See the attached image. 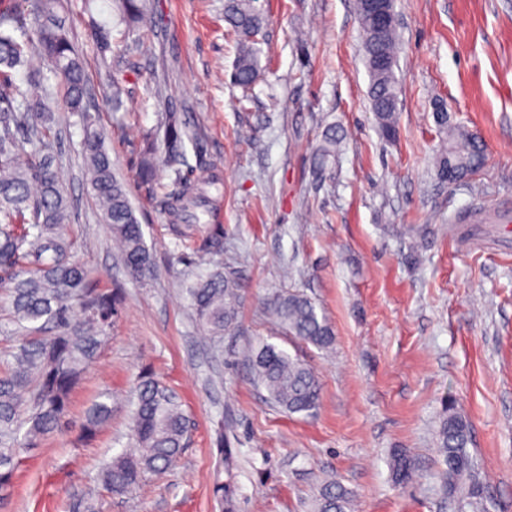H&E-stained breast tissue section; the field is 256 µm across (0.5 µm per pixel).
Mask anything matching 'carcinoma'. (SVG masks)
Wrapping results in <instances>:
<instances>
[{"label":"carcinoma","instance_id":"obj_1","mask_svg":"<svg viewBox=\"0 0 512 512\" xmlns=\"http://www.w3.org/2000/svg\"><path fill=\"white\" fill-rule=\"evenodd\" d=\"M117 8L135 30L146 21L141 0H115ZM58 0H37L26 20L0 13V67L29 66L31 34H36L41 53L53 65L64 86L63 103L69 112L85 111L87 75L69 34L53 22ZM224 21L237 36V56L231 78L247 90L259 76L258 36L266 19L258 0H224ZM399 33L389 27L378 37L363 32L362 46L369 73V97L382 135L397 134V101L400 86L395 75ZM442 146L435 157L438 178L446 181L452 165L459 178L485 163L482 143L459 125L448 124V113L434 114ZM55 123V109L43 90V78L30 76L26 88L0 85V286L7 288L10 316L24 336L5 351L0 360V490L11 486L18 453L31 451L48 435L67 424L70 395L86 368L97 357L112 329V318L121 308L119 292L97 287L89 273L72 260L75 242L63 233L70 205L58 178V160L38 148L40 134ZM342 136L327 128L315 150V166L322 171L336 156ZM198 144V128L177 112L165 114L143 149L138 177L160 211L170 220L169 230L186 247L199 246L219 254L224 249V229L202 224L195 209L206 202L214 179L184 182L190 167L187 147ZM82 151L89 184L98 199L103 220L119 250L128 274L145 280L153 273V258L125 184L113 173L112 157L103 132L94 124L84 129ZM200 326L220 338L235 326L240 304L236 277L216 269L199 276L186 289ZM283 332L318 348L329 347L334 332L315 304L298 293H283L268 306ZM249 365L253 382L264 388L268 399L290 414L310 413L320 401V384L311 367L277 346L261 342ZM112 395L92 403L85 411L80 435L94 438L112 418ZM439 422L444 484L448 494L458 490L459 478L471 472L467 451L470 429L450 404ZM191 421L177 396L153 372H142L135 384L132 440L136 452H122L100 468L102 485L115 495L131 491L149 473L170 466L189 439ZM228 479L217 475L213 496L224 512H235L233 471L235 454L224 449L222 458ZM397 483L415 477L413 458L405 451L392 457ZM348 498L336 483L327 484L316 512H346Z\"/></svg>","mask_w":512,"mask_h":512}]
</instances>
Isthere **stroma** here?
Listing matches in <instances>:
<instances>
[{
    "instance_id": "35a3bbf8",
    "label": "stroma",
    "mask_w": 512,
    "mask_h": 512,
    "mask_svg": "<svg viewBox=\"0 0 512 512\" xmlns=\"http://www.w3.org/2000/svg\"><path fill=\"white\" fill-rule=\"evenodd\" d=\"M262 75L247 105L229 72L236 38L224 0H151L142 46L126 50L112 0H60L58 15L83 59L88 114L57 111L49 142L71 205L75 259L123 303L95 362L73 391L69 425L21 453L0 512H70L96 491L98 512H221L212 485L216 439L237 456L238 512H313L327 481L352 512H456L444 494L437 443L454 403L470 428L479 490L470 512H512V0H395L402 35L397 141L379 134L354 0H260ZM111 30L100 52L95 24ZM120 87L124 106L113 111ZM446 110L486 149L484 166L448 184L434 168ZM181 112L201 129L191 166L206 164L224 190L207 223L224 227L219 255L178 246L139 183L146 132ZM105 136L136 209L155 272L132 279L88 184L86 123ZM343 132L335 165L314 169L323 131ZM483 223H454L456 213ZM429 233L414 250L415 228ZM234 272L243 302L234 329L213 344L183 293L214 267ZM310 298L334 330L329 348L274 327L265 301ZM267 341L318 375L316 411L290 415L251 378L246 349ZM152 370L192 422L188 445L163 473L130 493L99 490L101 462L130 447L134 383ZM112 395V419L79 439L86 408ZM406 450L415 481L394 482Z\"/></svg>"
}]
</instances>
